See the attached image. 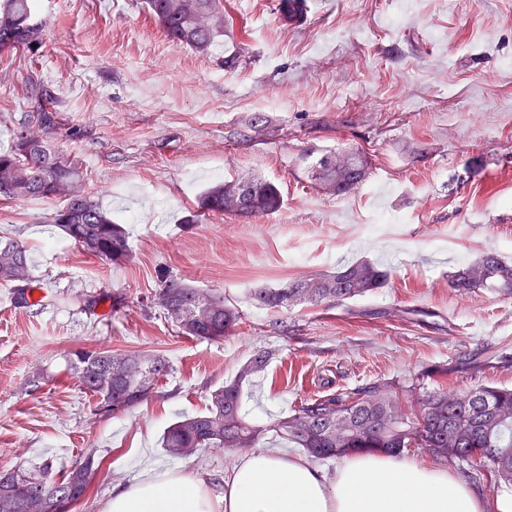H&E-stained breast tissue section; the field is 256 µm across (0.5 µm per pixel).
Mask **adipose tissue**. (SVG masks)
<instances>
[{
  "label": "adipose tissue",
  "mask_w": 512,
  "mask_h": 512,
  "mask_svg": "<svg viewBox=\"0 0 512 512\" xmlns=\"http://www.w3.org/2000/svg\"><path fill=\"white\" fill-rule=\"evenodd\" d=\"M105 512H486L449 467L392 453H349L328 471L303 456L240 452L223 495L186 472L145 471L113 486Z\"/></svg>",
  "instance_id": "adipose-tissue-1"
}]
</instances>
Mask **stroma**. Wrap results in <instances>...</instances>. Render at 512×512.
I'll return each instance as SVG.
<instances>
[{
  "label": "stroma",
  "instance_id": "stroma-1",
  "mask_svg": "<svg viewBox=\"0 0 512 512\" xmlns=\"http://www.w3.org/2000/svg\"><path fill=\"white\" fill-rule=\"evenodd\" d=\"M224 0L210 53L178 47L143 0H37L38 58L0 55V149L35 130L16 95H51L53 143L75 154L83 187L123 224L130 259L82 253L52 223L60 203L0 205V237L22 241L38 305L0 283V467L54 459L98 470L69 512H103L144 460L221 486L234 450L175 458L161 446L178 417L202 411L257 349L272 353L244 390L259 424L347 388L422 378L448 394L512 387V295L458 294L448 275L493 250L512 262V0ZM239 55L235 67L227 55ZM262 116L261 129L250 125ZM355 148L370 176L336 197L311 180L323 152ZM276 184L280 211L188 223L218 180ZM399 216L377 226L379 213ZM368 260L383 288L341 304L255 307L250 289ZM236 300L218 342L179 334L156 296L167 276ZM155 352L172 370L124 414H94L67 359L79 349Z\"/></svg>",
  "mask_w": 512,
  "mask_h": 512
}]
</instances>
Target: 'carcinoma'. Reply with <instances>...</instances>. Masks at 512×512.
Returning <instances> with one entry per match:
<instances>
[{
  "label": "carcinoma",
  "instance_id": "carcinoma-1",
  "mask_svg": "<svg viewBox=\"0 0 512 512\" xmlns=\"http://www.w3.org/2000/svg\"><path fill=\"white\" fill-rule=\"evenodd\" d=\"M305 0H278L280 17L291 22L303 13ZM145 10L176 45L206 53L223 35L224 0H145ZM44 25L35 11V0H6L0 8V54L25 51L34 56L44 43ZM22 98L33 109L42 135H14L8 150L0 151V200L13 202L30 197L61 199L53 223L85 254L119 265L129 257L128 234L112 220L93 197L78 194L83 178L77 157L52 145L56 115L40 86L30 83ZM369 168L358 150L339 158L324 154L311 167L313 181L323 191L346 196L366 181ZM283 198L272 182L255 177L237 178L208 188L198 200L199 214L257 217L281 209ZM30 280L28 249L17 239L0 240V281L17 284ZM388 273L369 261L346 264L329 274L289 281L277 288L250 290L249 301L261 308L286 309L297 303L341 304L383 287ZM448 284L460 294L486 289L512 294V264L489 251L454 271ZM160 308L179 333L200 341H220L240 320L238 307L214 289H203L170 276L158 292ZM70 362L82 390L119 414L147 400L160 378L171 372L169 361L156 353L118 354L110 350L82 349ZM269 352L252 354L233 380L212 391L205 409L172 423L162 438V448L173 457H187L204 448H256L261 438L276 436L317 459L346 453L401 454L411 447L424 448L440 459L471 462L499 484L512 486V388L484 386L453 398L440 391L420 393L421 383L401 388L417 396L416 410L408 416L398 409L388 386L345 389L312 398L288 416L260 426L243 413L244 388L264 371ZM442 448H460L448 456ZM94 459L85 458L60 477L51 460L36 472L23 464L0 468V512H31L28 504H42L40 512H68L87 492Z\"/></svg>",
  "mask_w": 512,
  "mask_h": 512
}]
</instances>
